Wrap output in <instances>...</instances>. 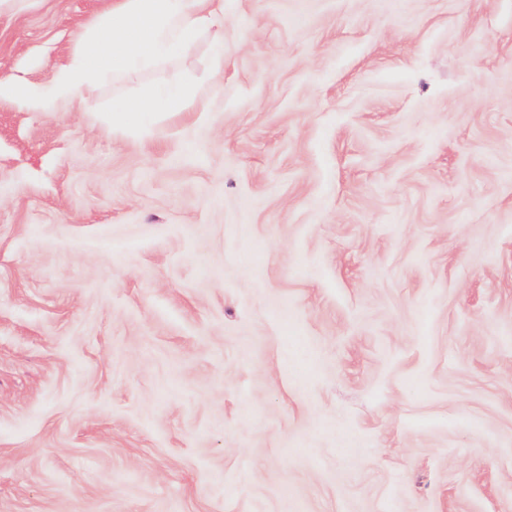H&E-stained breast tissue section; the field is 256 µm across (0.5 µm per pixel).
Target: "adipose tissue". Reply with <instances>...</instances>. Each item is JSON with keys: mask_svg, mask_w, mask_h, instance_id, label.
I'll return each instance as SVG.
<instances>
[{"mask_svg": "<svg viewBox=\"0 0 512 512\" xmlns=\"http://www.w3.org/2000/svg\"><path fill=\"white\" fill-rule=\"evenodd\" d=\"M223 26L224 0H112L111 9L87 26L77 49L47 85L34 87L4 75L0 99L36 111L67 100L88 111L99 80L183 57L202 34H212L216 52H223ZM193 92V85L179 82L133 100H116L112 127L129 131L159 113L187 111Z\"/></svg>", "mask_w": 512, "mask_h": 512, "instance_id": "1", "label": "adipose tissue"}]
</instances>
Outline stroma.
<instances>
[{
	"mask_svg": "<svg viewBox=\"0 0 512 512\" xmlns=\"http://www.w3.org/2000/svg\"><path fill=\"white\" fill-rule=\"evenodd\" d=\"M109 5L0 0V73ZM224 45L0 100V512H512V0H224ZM193 92V84L179 82L133 100H116L112 103V129L129 131L144 127L160 112H186Z\"/></svg>",
	"mask_w": 512,
	"mask_h": 512,
	"instance_id": "obj_1",
	"label": "stroma"
}]
</instances>
